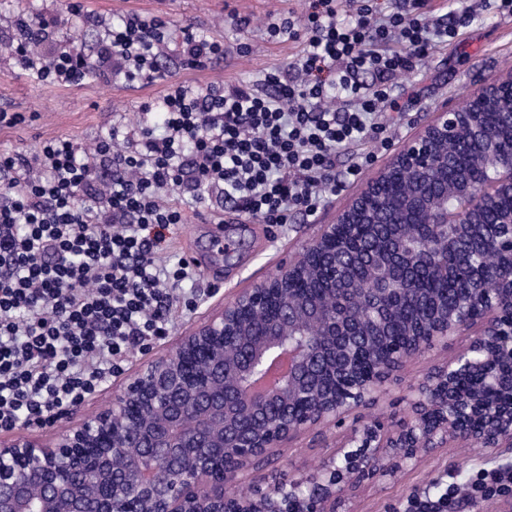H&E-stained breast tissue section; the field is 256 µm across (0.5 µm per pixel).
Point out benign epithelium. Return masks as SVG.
Wrapping results in <instances>:
<instances>
[{
  "label": "benign epithelium",
  "mask_w": 512,
  "mask_h": 512,
  "mask_svg": "<svg viewBox=\"0 0 512 512\" xmlns=\"http://www.w3.org/2000/svg\"><path fill=\"white\" fill-rule=\"evenodd\" d=\"M512 103V75L435 113L368 181L331 224L252 288L235 293L174 348L148 361L113 393L112 403L55 442L18 437L0 444V512H339L364 479L452 444L512 454V208L493 223L486 209L512 199V143L483 122L493 101ZM479 146L470 173L448 181V148ZM405 172L409 195L385 193ZM453 194L463 201L448 210ZM475 246L459 267L471 285L459 304L407 329L405 343L359 371L363 337L384 336L398 311L417 303L414 274L448 275V253ZM327 280V297L302 294L299 280ZM278 318L260 340L249 317L271 303ZM460 336L469 344L430 368L414 388L409 416L392 431L378 421L351 426L311 475L226 493L244 473L316 426L336 427L383 393L413 357ZM288 353V374L268 389L250 386L272 352ZM341 371L344 392L322 376ZM477 379L467 393L460 381Z\"/></svg>",
  "instance_id": "benign-epithelium-1"
}]
</instances>
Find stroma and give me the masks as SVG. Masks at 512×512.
Wrapping results in <instances>:
<instances>
[{
	"mask_svg": "<svg viewBox=\"0 0 512 512\" xmlns=\"http://www.w3.org/2000/svg\"><path fill=\"white\" fill-rule=\"evenodd\" d=\"M80 13H72L71 2ZM304 0H0V41L14 35L17 15L41 14L52 33L42 50L53 53L73 46L95 58L104 39L105 26L130 14L166 22L170 38L159 48V75L150 82L124 83L117 71L93 70L81 84L58 86L36 80L10 54L0 55V111L21 115L20 123L0 124V153L34 156L40 144L67 138L87 149L107 135L116 117L135 125L143 107L156 102L175 84L203 86L217 81L227 87L252 83L263 72L287 68L302 45L285 38L270 37V24L290 16L300 18ZM98 24L87 23V15ZM247 18L240 26L236 17ZM192 25L224 43L222 58L192 64L180 56L177 38L182 27ZM512 71V18L495 11L482 12L478 19L447 45L431 51L416 63L412 72L398 80L395 107L386 109L383 121L390 143L374 152V160L363 166L355 180L343 190L326 195L316 216L293 213L290 223L265 224L241 212L233 202L207 196L184 204L187 221L171 233L172 257L196 264V287L207 294L197 308L175 309L167 336L150 349L133 352L125 366L133 372L151 358L169 351L206 316L219 311L234 292L260 282L275 266L288 259L314 234L317 225L331 223L338 211L357 194L392 154L399 151L442 107L454 108L480 84L490 83ZM225 231L244 228V238L229 260L217 258L208 247L215 221ZM457 344L421 358H412L387 392L365 411L366 417L397 425L405 412L402 405L412 388L435 362L456 352ZM339 433L314 429L288 447L271 449L261 473L250 474L237 486L253 493L260 482L288 479L299 472L316 471L331 455ZM500 462L476 445L447 448L409 463L395 476L364 484L351 504L353 512H389L391 504L405 499L412 490L441 495L447 485L455 487L453 512H498L497 499H475L470 479L479 469L499 467Z\"/></svg>",
	"mask_w": 512,
	"mask_h": 512,
	"instance_id": "1",
	"label": "stroma"
}]
</instances>
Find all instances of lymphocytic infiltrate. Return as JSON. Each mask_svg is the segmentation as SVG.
Instances as JSON below:
<instances>
[{
  "mask_svg": "<svg viewBox=\"0 0 512 512\" xmlns=\"http://www.w3.org/2000/svg\"><path fill=\"white\" fill-rule=\"evenodd\" d=\"M338 20L336 0H307L303 25H271L270 36L303 40L293 63L262 85L176 86L158 101L162 134L120 123L94 152L70 139L45 141L32 160L0 154V429L50 423L111 382L146 341L165 335L173 308L193 307L178 284L189 263L168 267L171 225L185 221L171 186L204 196L213 188L267 224L290 211L314 215L335 190L337 150L369 139L387 145L378 118L399 73L493 9L512 17V0H473L449 21L427 0H353ZM14 51L37 80L80 83L90 71L78 50L46 59L29 52L44 21L17 24ZM164 21L126 16L109 29L99 65L121 61L126 81L154 80ZM371 82H364V75Z\"/></svg>",
  "mask_w": 512,
  "mask_h": 512,
  "instance_id": "obj_1",
  "label": "lymphocytic infiltrate"
}]
</instances>
